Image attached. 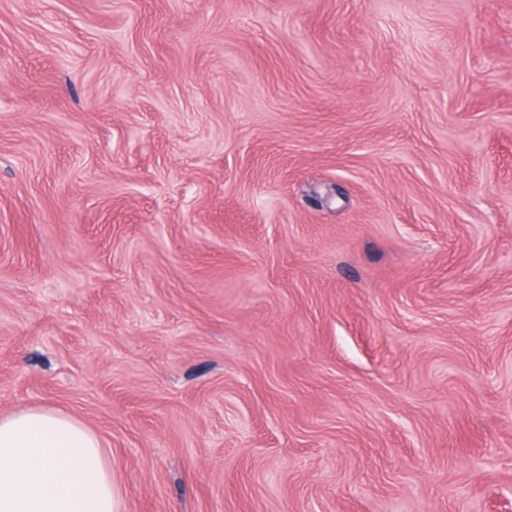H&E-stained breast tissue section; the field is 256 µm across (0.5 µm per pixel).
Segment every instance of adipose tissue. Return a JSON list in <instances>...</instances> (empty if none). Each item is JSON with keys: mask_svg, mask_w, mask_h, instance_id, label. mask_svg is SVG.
<instances>
[{"mask_svg": "<svg viewBox=\"0 0 512 512\" xmlns=\"http://www.w3.org/2000/svg\"><path fill=\"white\" fill-rule=\"evenodd\" d=\"M99 438L48 409L0 417V512H118Z\"/></svg>", "mask_w": 512, "mask_h": 512, "instance_id": "adipose-tissue-1", "label": "adipose tissue"}]
</instances>
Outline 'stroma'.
I'll return each mask as SVG.
<instances>
[{
	"label": "stroma",
	"instance_id": "obj_1",
	"mask_svg": "<svg viewBox=\"0 0 512 512\" xmlns=\"http://www.w3.org/2000/svg\"><path fill=\"white\" fill-rule=\"evenodd\" d=\"M120 512H512V0H0V417Z\"/></svg>",
	"mask_w": 512,
	"mask_h": 512
}]
</instances>
